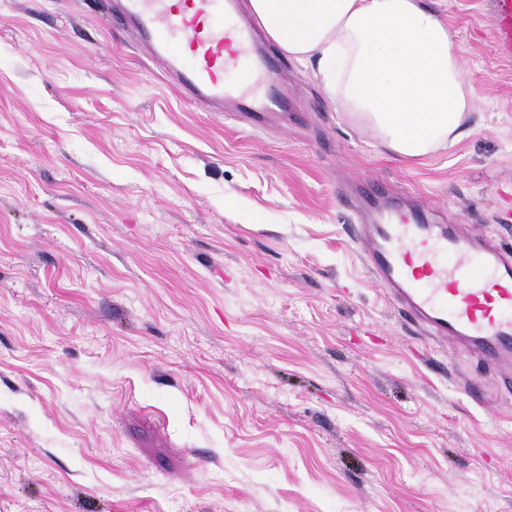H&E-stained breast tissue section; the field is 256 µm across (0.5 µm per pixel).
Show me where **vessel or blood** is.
I'll return each instance as SVG.
<instances>
[{
  "instance_id": "obj_1",
  "label": "vessel or blood",
  "mask_w": 512,
  "mask_h": 512,
  "mask_svg": "<svg viewBox=\"0 0 512 512\" xmlns=\"http://www.w3.org/2000/svg\"><path fill=\"white\" fill-rule=\"evenodd\" d=\"M108 21L130 32L191 103L261 116L288 111L280 62L266 55L237 0H116ZM500 56L512 58V0H480ZM353 242L402 319L463 354L499 399L512 400V246L473 224H437L430 209L363 179Z\"/></svg>"
}]
</instances>
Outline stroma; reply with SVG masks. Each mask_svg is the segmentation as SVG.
Segmentation results:
<instances>
[{"instance_id":"1","label":"stroma","mask_w":512,"mask_h":512,"mask_svg":"<svg viewBox=\"0 0 512 512\" xmlns=\"http://www.w3.org/2000/svg\"><path fill=\"white\" fill-rule=\"evenodd\" d=\"M476 92L417 160L301 111L181 100L93 0H0V512H512V405L366 274L372 176L512 242V60L422 0Z\"/></svg>"}]
</instances>
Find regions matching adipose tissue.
Listing matches in <instances>:
<instances>
[{"instance_id": "adipose-tissue-1", "label": "adipose tissue", "mask_w": 512, "mask_h": 512, "mask_svg": "<svg viewBox=\"0 0 512 512\" xmlns=\"http://www.w3.org/2000/svg\"><path fill=\"white\" fill-rule=\"evenodd\" d=\"M249 8L382 147L417 158L467 135L473 85L447 24L419 0H249Z\"/></svg>"}]
</instances>
